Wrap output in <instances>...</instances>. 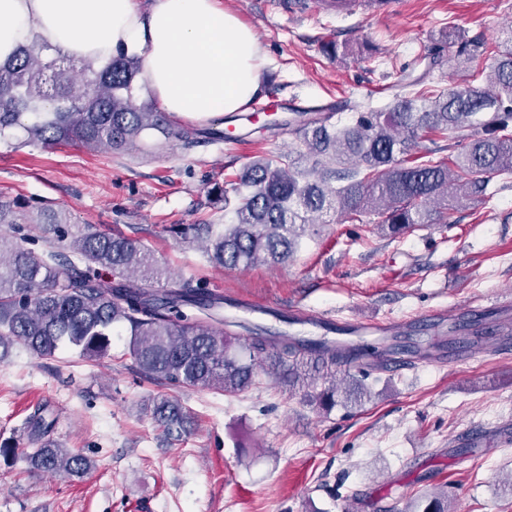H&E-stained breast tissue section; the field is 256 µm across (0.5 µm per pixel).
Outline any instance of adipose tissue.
Here are the masks:
<instances>
[{
	"instance_id": "1",
	"label": "adipose tissue",
	"mask_w": 512,
	"mask_h": 512,
	"mask_svg": "<svg viewBox=\"0 0 512 512\" xmlns=\"http://www.w3.org/2000/svg\"><path fill=\"white\" fill-rule=\"evenodd\" d=\"M61 52L104 60L138 56L164 112L210 121L242 111L262 90L258 37L218 0H0V64L32 36Z\"/></svg>"
}]
</instances>
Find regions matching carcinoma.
Masks as SVG:
<instances>
[{
  "instance_id": "1",
  "label": "carcinoma",
  "mask_w": 512,
  "mask_h": 512,
  "mask_svg": "<svg viewBox=\"0 0 512 512\" xmlns=\"http://www.w3.org/2000/svg\"><path fill=\"white\" fill-rule=\"evenodd\" d=\"M502 43L480 84L468 71L486 54V41H460L449 55L445 38L419 77L390 86L384 107L365 98L292 108L288 117L253 128L263 140L286 129L295 147L260 155L225 178L214 190L224 222L206 218L182 225L180 234L203 243L209 264L236 269L287 262L331 215L340 224H363L376 214L396 232L448 223L438 208L450 194L485 204L491 178L512 175V26ZM445 62L463 74L449 88L434 77ZM141 70L136 56L78 59L32 37L0 65V141L122 155L225 139L215 122L180 125L140 101ZM344 110L351 114L346 122L336 119ZM439 140L448 141V159L434 161L422 142ZM67 223L61 208L29 210L0 197V226L13 231L0 233V360L17 349L51 360L64 347L96 360L108 354L112 335L124 332L134 367L148 378L234 394L258 384L262 369L325 412L364 404L367 380L387 368L383 358L363 362L361 343L301 338L223 317V294L173 275L142 240L92 224L72 234ZM49 234L50 249L26 247ZM151 415L171 436L186 432L185 413L167 397L152 400ZM54 430L40 409L26 420L27 469L88 474L94 463L64 448ZM406 512H449L448 488L417 497Z\"/></svg>"
}]
</instances>
